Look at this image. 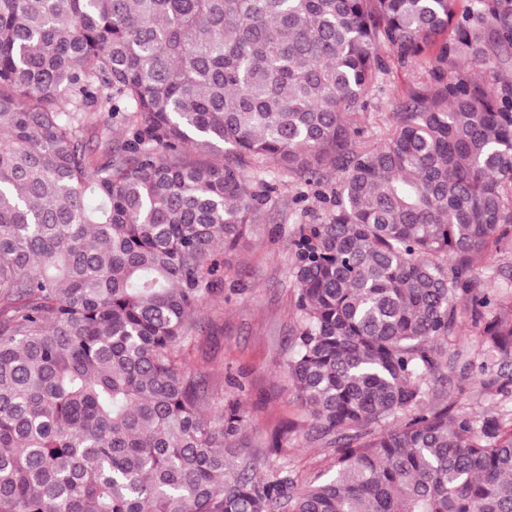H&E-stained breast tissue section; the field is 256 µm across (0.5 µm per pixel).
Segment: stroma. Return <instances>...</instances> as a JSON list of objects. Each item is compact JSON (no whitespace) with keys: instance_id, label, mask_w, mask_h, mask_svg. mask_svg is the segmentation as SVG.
Returning <instances> with one entry per match:
<instances>
[{"instance_id":"obj_1","label":"stroma","mask_w":512,"mask_h":512,"mask_svg":"<svg viewBox=\"0 0 512 512\" xmlns=\"http://www.w3.org/2000/svg\"><path fill=\"white\" fill-rule=\"evenodd\" d=\"M429 61L408 67L391 64L368 95L369 106L362 126L367 139H383L391 114L406 88L428 79ZM276 211L251 225L243 243L229 254L224 298L206 305L197 316V343L190 357L210 387L225 398L240 401L249 418L255 446H263L270 433L291 422L280 456L261 460L263 475L286 466L298 483L314 481L332 465L334 448L310 434L306 417L298 406L283 362L299 322L296 290L289 273L291 257L288 235L294 224L289 205L300 199L302 208L322 212L319 190L277 175ZM480 336L469 315H462L455 336L448 342L452 370L442 400L453 411L474 417L494 413L512 418V396L500 391L502 376L512 375V365L481 371L473 362Z\"/></svg>"}]
</instances>
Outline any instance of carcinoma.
Returning <instances> with one entry per match:
<instances>
[{"mask_svg": "<svg viewBox=\"0 0 512 512\" xmlns=\"http://www.w3.org/2000/svg\"><path fill=\"white\" fill-rule=\"evenodd\" d=\"M457 2L0 0V512H512V421L433 400L460 302L512 362V0ZM272 170L336 179L288 236L304 487L188 350ZM389 64V71L381 76L377 86L369 93V106L364 112V137L373 141L383 139L386 135L391 125V113L406 88L415 81L429 79L431 65L428 60L408 67H400L392 62ZM489 264L492 265L494 269H501L503 271L512 272V253H495L494 251L491 259L488 260V262L482 261L478 263L479 272L484 274L488 288L499 289L503 285V278L495 274L493 275V272L487 269Z\"/></svg>", "mask_w": 512, "mask_h": 512, "instance_id": "cac0c4a2", "label": "carcinoma"}]
</instances>
